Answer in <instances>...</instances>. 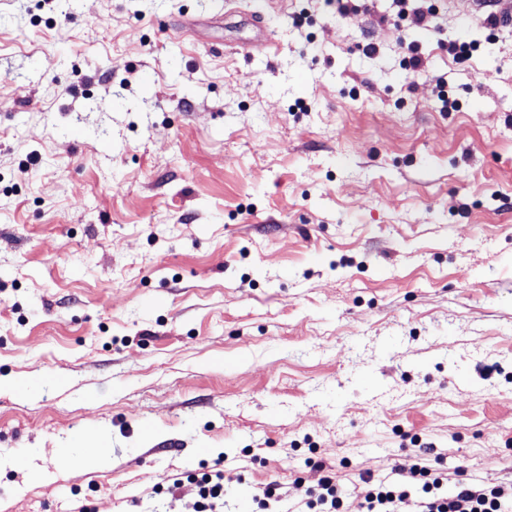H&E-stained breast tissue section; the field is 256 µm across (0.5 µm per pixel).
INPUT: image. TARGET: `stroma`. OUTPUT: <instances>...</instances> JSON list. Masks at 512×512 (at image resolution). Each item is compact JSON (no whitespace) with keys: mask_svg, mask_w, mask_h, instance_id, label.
<instances>
[{"mask_svg":"<svg viewBox=\"0 0 512 512\" xmlns=\"http://www.w3.org/2000/svg\"><path fill=\"white\" fill-rule=\"evenodd\" d=\"M511 8L0 0L7 512H196L217 464L301 512L418 445L512 480ZM399 10L397 17L405 22L408 27L415 29H428L436 16V9L433 4H411L416 0H394Z\"/></svg>","mask_w":512,"mask_h":512,"instance_id":"1","label":"stroma"}]
</instances>
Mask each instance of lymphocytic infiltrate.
Wrapping results in <instances>:
<instances>
[{"label":"lymphocytic infiltrate","mask_w":512,"mask_h":512,"mask_svg":"<svg viewBox=\"0 0 512 512\" xmlns=\"http://www.w3.org/2000/svg\"><path fill=\"white\" fill-rule=\"evenodd\" d=\"M362 484L348 504L335 476L325 474L307 505L321 512H342L346 505L351 512H407L412 504L416 512H512V484L483 486L463 477L451 479L419 462L401 469L398 479L375 483L366 478Z\"/></svg>","instance_id":"obj_1"}]
</instances>
